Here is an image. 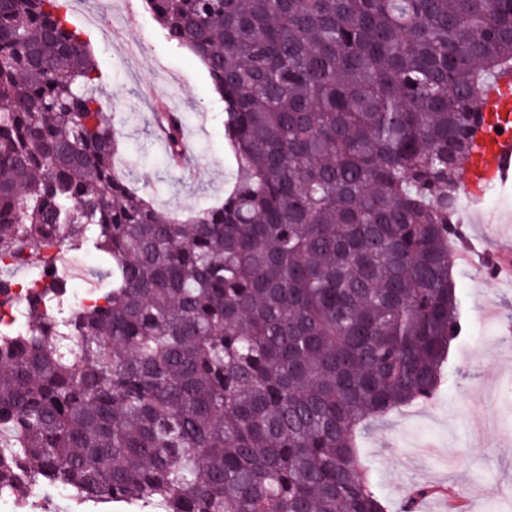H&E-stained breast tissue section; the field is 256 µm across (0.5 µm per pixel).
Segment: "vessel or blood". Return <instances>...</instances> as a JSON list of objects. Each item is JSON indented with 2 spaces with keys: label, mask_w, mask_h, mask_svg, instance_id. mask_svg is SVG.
<instances>
[{
  "label": "vessel or blood",
  "mask_w": 512,
  "mask_h": 512,
  "mask_svg": "<svg viewBox=\"0 0 512 512\" xmlns=\"http://www.w3.org/2000/svg\"><path fill=\"white\" fill-rule=\"evenodd\" d=\"M482 106L485 112L501 117L496 127L480 131L474 142L468 163V175L463 184L465 195L473 201L479 200L483 188L495 185L503 189L512 188V73H499L488 83ZM465 262L474 263L477 272H500L504 263V251L493 245L485 247L479 255L471 251L461 254Z\"/></svg>",
  "instance_id": "vessel-or-blood-1"
}]
</instances>
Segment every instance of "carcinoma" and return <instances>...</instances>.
I'll return each instance as SVG.
<instances>
[{"label":"carcinoma","instance_id":"cac0c4a2","mask_svg":"<svg viewBox=\"0 0 512 512\" xmlns=\"http://www.w3.org/2000/svg\"><path fill=\"white\" fill-rule=\"evenodd\" d=\"M145 3L224 103L219 206L122 180L88 35L63 0H0V268L30 267L0 276V491L388 512L357 433L435 400L461 333L448 241L512 0ZM153 122L181 166V117ZM76 248L98 257L78 309Z\"/></svg>","mask_w":512,"mask_h":512}]
</instances>
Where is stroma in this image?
I'll list each match as a JSON object with an SVG mask.
<instances>
[{
	"label": "stroma",
	"mask_w": 512,
	"mask_h": 512,
	"mask_svg": "<svg viewBox=\"0 0 512 512\" xmlns=\"http://www.w3.org/2000/svg\"><path fill=\"white\" fill-rule=\"evenodd\" d=\"M71 21L90 37L102 71L100 96L116 116L123 154L118 171L132 187L173 211L223 203L235 160L224 140V104L201 61L174 46L144 7V0H79ZM177 112L187 161L176 169L155 146L151 118L157 105ZM464 233L471 245L494 235L512 246V192L497 190L478 205ZM463 331L449 351L448 381L434 402L415 404L370 425L361 453L372 478L399 512L417 484L479 486L480 512H512V287L454 264ZM491 426L473 431L475 410Z\"/></svg>",
	"instance_id": "1"
}]
</instances>
